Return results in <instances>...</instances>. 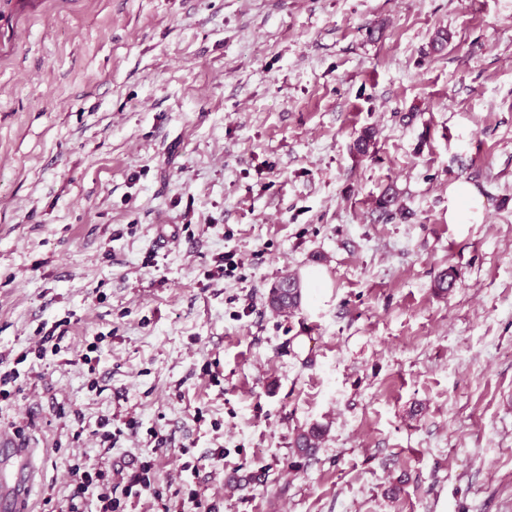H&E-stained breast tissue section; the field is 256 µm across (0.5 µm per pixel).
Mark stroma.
Masks as SVG:
<instances>
[{
  "label": "stroma",
  "mask_w": 512,
  "mask_h": 512,
  "mask_svg": "<svg viewBox=\"0 0 512 512\" xmlns=\"http://www.w3.org/2000/svg\"><path fill=\"white\" fill-rule=\"evenodd\" d=\"M1 352L30 512L104 415L185 512H512V0H0ZM480 197L469 190H458L448 202V221L452 224H473L482 213ZM283 278L288 280L289 288L284 291L282 288H272L267 299L269 307L277 312H281L285 308H295L301 298L300 281L291 274H286ZM325 430L318 426H312L307 430L300 431L295 439V448L301 456H311L319 447Z\"/></svg>",
  "instance_id": "obj_1"
}]
</instances>
